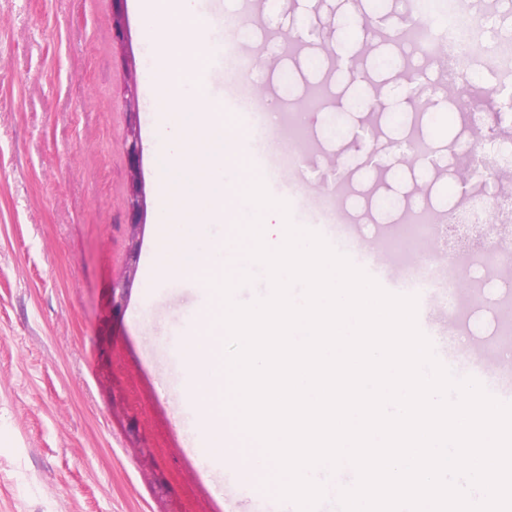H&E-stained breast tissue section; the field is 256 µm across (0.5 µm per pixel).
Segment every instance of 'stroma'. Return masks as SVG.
Listing matches in <instances>:
<instances>
[{
	"label": "stroma",
	"instance_id": "obj_1",
	"mask_svg": "<svg viewBox=\"0 0 512 512\" xmlns=\"http://www.w3.org/2000/svg\"><path fill=\"white\" fill-rule=\"evenodd\" d=\"M481 44L456 96L439 62L419 77L396 60L399 31L414 0H197L209 28L207 94L238 122L232 99L262 86L276 110L272 137L300 140L302 164L283 197L262 140L245 134L246 170L287 199L291 220L310 228L326 192L355 203L351 238L388 252L380 285L392 290L413 264L451 268L457 282L433 291L417 315L440 347L498 376L500 339L478 331L491 311L512 320V274L500 252L437 245L444 210L478 212L512 200V77L482 65L512 42V0H465ZM128 44L112 41V0H0V512H286L262 477L208 455L183 401L187 376L178 346L205 296L184 280L148 286L160 234L154 165V88L137 0H125ZM241 20L239 53L262 60L253 79L226 72L219 51L224 18ZM364 101L349 108L352 97ZM139 114L143 230L128 256V112ZM345 125L338 137L327 128ZM428 151L414 166L401 154ZM470 172L459 183L457 172ZM394 200L397 215L367 231V201ZM425 207L417 250L398 249L405 219ZM132 272L125 306L112 307L114 281Z\"/></svg>",
	"mask_w": 512,
	"mask_h": 512
}]
</instances>
